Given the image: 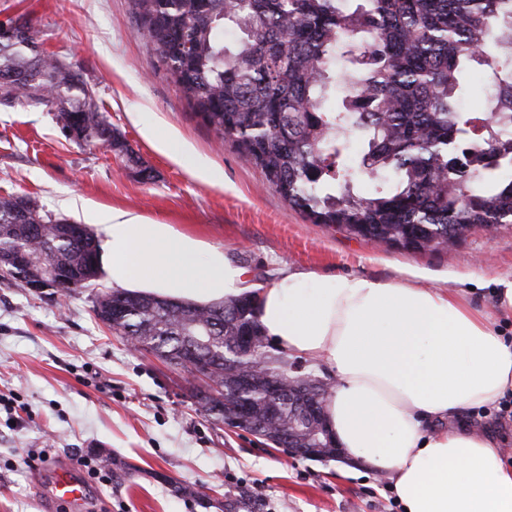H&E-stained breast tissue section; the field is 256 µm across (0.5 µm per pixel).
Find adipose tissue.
<instances>
[{"label": "adipose tissue", "instance_id": "obj_1", "mask_svg": "<svg viewBox=\"0 0 512 512\" xmlns=\"http://www.w3.org/2000/svg\"><path fill=\"white\" fill-rule=\"evenodd\" d=\"M112 288L210 306L257 293L254 319L280 353L326 366L336 384L325 424L338 447L391 481L403 512H512V450L464 423L512 394V284L493 311L465 289L288 267L265 286L224 248L173 224L81 202ZM450 427H443V420Z\"/></svg>", "mask_w": 512, "mask_h": 512}]
</instances>
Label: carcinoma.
<instances>
[{
    "mask_svg": "<svg viewBox=\"0 0 512 512\" xmlns=\"http://www.w3.org/2000/svg\"><path fill=\"white\" fill-rule=\"evenodd\" d=\"M134 0L138 31L220 143L261 169L266 180L315 224L382 246L439 251L477 226L512 224V47L493 23L512 17V0ZM0 37V104L45 105L61 128L96 134L94 144L139 158L112 129L79 72L39 50L31 27ZM495 93L469 104V87ZM341 105H328L333 84ZM364 145L348 154L349 137ZM378 179L371 192L361 179ZM66 218L26 195L0 197V253L30 258L9 284L30 287L32 271L67 269L93 285L97 245L87 229L65 237ZM95 294L93 311L113 333L163 362L180 359L188 339L219 397L197 410L231 420L248 406L266 419L268 377L288 358L252 318L251 300L193 307L136 293ZM255 336L257 364L231 354L243 329ZM294 446L313 430L283 409Z\"/></svg>",
    "mask_w": 512,
    "mask_h": 512,
    "instance_id": "1",
    "label": "carcinoma"
}]
</instances>
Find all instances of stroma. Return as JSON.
<instances>
[{"label": "stroma", "mask_w": 512, "mask_h": 512, "mask_svg": "<svg viewBox=\"0 0 512 512\" xmlns=\"http://www.w3.org/2000/svg\"><path fill=\"white\" fill-rule=\"evenodd\" d=\"M1 21L29 22L40 50L82 74L142 164L77 144L48 107L0 105V196L35 197L75 224L83 215L73 203L84 199L177 225L223 247L259 285L279 266L380 280L412 268L429 284L471 276L470 301L489 310L512 281V224L415 252L371 247L292 209L260 169L218 146L154 67L131 0H0ZM148 120L174 132L180 162L143 138ZM200 157L212 183L191 174ZM92 290L60 305L0 285V395L25 407L18 416L0 407V512H44L36 473L21 461L44 449L54 462L111 457L87 512H225L228 502L240 512H401L385 474L344 477L347 457L291 455L199 415L193 377L114 336L92 311Z\"/></svg>", "instance_id": "35a3bbf8"}]
</instances>
